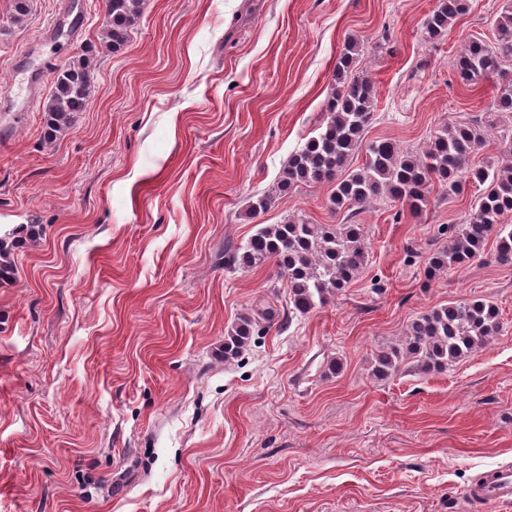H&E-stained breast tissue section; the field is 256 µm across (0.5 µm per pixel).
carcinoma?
Wrapping results in <instances>:
<instances>
[{
	"label": "carcinoma",
	"instance_id": "cac0c4a2",
	"mask_svg": "<svg viewBox=\"0 0 512 512\" xmlns=\"http://www.w3.org/2000/svg\"><path fill=\"white\" fill-rule=\"evenodd\" d=\"M106 23L102 43L114 51L128 41L141 15L142 0H105ZM470 9V0H437L423 23L425 39L434 42L448 34L454 21ZM495 39L466 41L453 63L458 82L476 86L495 84V109L512 114V73L502 68L512 58V0L495 22ZM94 46L81 50L68 65L55 72L53 89L45 107L47 134L67 129L75 113L83 111L93 92ZM363 44L356 39L343 46L335 65L334 85L323 105L318 132L289 157L277 191L299 185L330 184L329 209L345 213L342 224H310L289 218L281 224H262L246 243L224 251V269L250 271L269 262L276 264L288 289V306L295 315H306L325 305L330 296L357 279L368 250L356 217L373 201L401 202L419 215L428 204V193L437 184L450 196L466 187L478 191L477 206L465 224L448 235L430 257L426 277L455 269L478 257L486 241H496V257L512 263V225L503 223L512 214V128L501 136L497 163L470 164L475 149L484 142L478 125L446 126L427 146L416 152L402 150L387 138L363 143L375 105V91L364 70ZM365 151L361 166L350 162ZM34 237L40 225L28 224L0 234V282L14 278V249L20 232ZM273 321V312L244 315L224 337V358L233 359L249 345L259 320ZM500 329L496 307L484 300L450 302L418 317L408 327L403 349L384 348L376 354L374 374L388 377L399 370L402 358L416 362L423 373L442 372L448 364L465 358Z\"/></svg>",
	"mask_w": 512,
	"mask_h": 512
}]
</instances>
